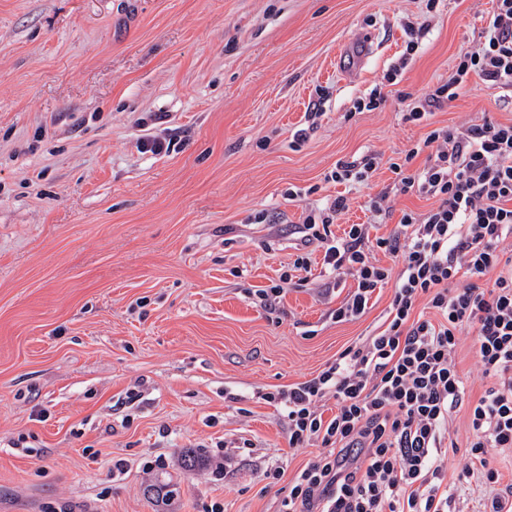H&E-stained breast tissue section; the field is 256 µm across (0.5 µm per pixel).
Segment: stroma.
Wrapping results in <instances>:
<instances>
[{
  "instance_id": "stroma-1",
  "label": "stroma",
  "mask_w": 512,
  "mask_h": 512,
  "mask_svg": "<svg viewBox=\"0 0 512 512\" xmlns=\"http://www.w3.org/2000/svg\"><path fill=\"white\" fill-rule=\"evenodd\" d=\"M425 4L0 0V512H279L319 449L289 447L264 393L378 332L393 296L335 321L355 282L324 289L296 224L342 191L332 233L370 223L387 159L429 128L512 120L475 77L403 121L399 98L447 79L493 7ZM407 16L428 28L388 82ZM360 30L375 51L338 76ZM377 85L385 104L356 111ZM152 137L170 151L142 150ZM368 151L384 159L369 181H328ZM301 255L306 282L260 307Z\"/></svg>"
}]
</instances>
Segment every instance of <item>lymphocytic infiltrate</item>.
Segmentation results:
<instances>
[{"instance_id": "lymphocytic-infiltrate-1", "label": "lymphocytic infiltrate", "mask_w": 512, "mask_h": 512, "mask_svg": "<svg viewBox=\"0 0 512 512\" xmlns=\"http://www.w3.org/2000/svg\"><path fill=\"white\" fill-rule=\"evenodd\" d=\"M494 2L448 78L400 98L404 121H428L475 75L512 93V0ZM422 154L426 165L415 167ZM389 168L396 192L432 198L434 207L403 213L385 236L353 224L336 237L330 227L349 207L342 195L299 226L329 272L355 280L337 321L363 316L385 285L394 293L379 332L317 376L265 393L284 410L289 446L320 449L290 480L282 512H455L457 492L476 475L484 512H512V484L502 485L494 464L512 451V122L431 129ZM376 250L393 266L373 260ZM466 337L483 386L476 399L456 362ZM330 398L336 412L327 419ZM460 413L465 463L452 477L444 455Z\"/></svg>"}]
</instances>
